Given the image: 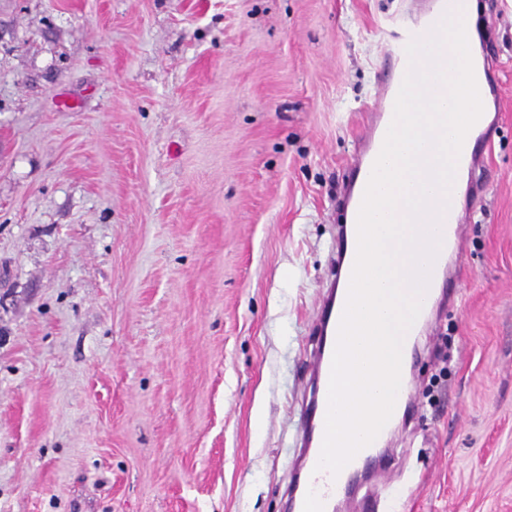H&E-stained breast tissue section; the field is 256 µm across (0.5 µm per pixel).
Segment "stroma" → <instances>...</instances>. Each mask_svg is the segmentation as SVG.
<instances>
[{
  "label": "stroma",
  "instance_id": "1",
  "mask_svg": "<svg viewBox=\"0 0 512 512\" xmlns=\"http://www.w3.org/2000/svg\"><path fill=\"white\" fill-rule=\"evenodd\" d=\"M402 2L0 0V512H285ZM493 26L461 277L341 512H512V0Z\"/></svg>",
  "mask_w": 512,
  "mask_h": 512
}]
</instances>
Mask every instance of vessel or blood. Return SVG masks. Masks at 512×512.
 I'll use <instances>...</instances> for the list:
<instances>
[{
    "instance_id": "obj_1",
    "label": "vessel or blood",
    "mask_w": 512,
    "mask_h": 512,
    "mask_svg": "<svg viewBox=\"0 0 512 512\" xmlns=\"http://www.w3.org/2000/svg\"><path fill=\"white\" fill-rule=\"evenodd\" d=\"M449 6V0H414L411 8L401 14L386 44V53L392 60V67L378 79L376 105L368 117L358 151L349 166L346 183L337 201V207L344 217L336 248L337 278L342 279L352 274L354 225L374 162L394 118L396 97L408 68L405 47L411 39L428 37L433 16L447 11ZM473 72L478 87H495V60L491 48H482L480 59L473 65ZM468 219L469 213L465 210L449 209L442 214L439 230L447 240L451 253H459L462 228ZM345 304V298L339 297L337 289H330L322 308L314 356L313 373L317 390L303 409L300 419L307 452L297 484L291 490L289 512H334L337 496L347 491L352 477L374 455L373 447L363 448L335 476L316 469L325 432L332 359Z\"/></svg>"
}]
</instances>
